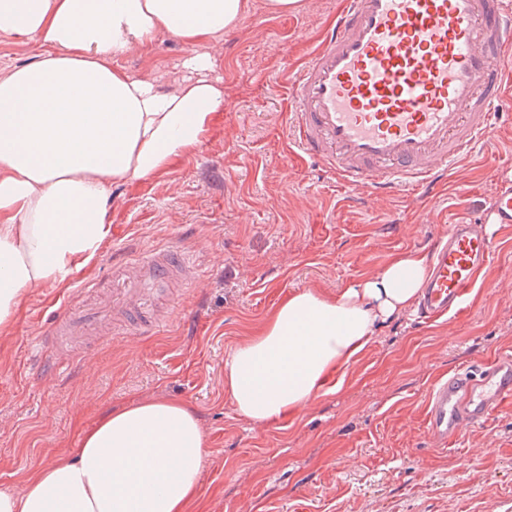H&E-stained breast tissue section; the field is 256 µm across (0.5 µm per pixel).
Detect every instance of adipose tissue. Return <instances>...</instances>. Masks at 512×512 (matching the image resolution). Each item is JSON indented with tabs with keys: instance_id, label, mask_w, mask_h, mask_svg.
<instances>
[{
	"instance_id": "1",
	"label": "adipose tissue",
	"mask_w": 512,
	"mask_h": 512,
	"mask_svg": "<svg viewBox=\"0 0 512 512\" xmlns=\"http://www.w3.org/2000/svg\"><path fill=\"white\" fill-rule=\"evenodd\" d=\"M250 9V0H0V33L40 49L0 73V335L31 289L64 282L110 239L113 187L203 143L224 108L208 47ZM162 34L192 48L170 92L116 64ZM431 273L412 250L348 287L289 293L225 361L226 396L256 424L297 417L325 388L341 390ZM206 446L189 402L146 397L101 415L24 492L0 489V512H187Z\"/></svg>"
}]
</instances>
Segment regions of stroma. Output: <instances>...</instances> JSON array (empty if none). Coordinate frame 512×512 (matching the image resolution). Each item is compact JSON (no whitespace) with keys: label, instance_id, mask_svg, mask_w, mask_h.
Here are the masks:
<instances>
[{"label":"stroma","instance_id":"stroma-1","mask_svg":"<svg viewBox=\"0 0 512 512\" xmlns=\"http://www.w3.org/2000/svg\"><path fill=\"white\" fill-rule=\"evenodd\" d=\"M340 0H303L275 15L264 0L214 51L224 110L193 154L133 187L113 189L112 236L63 283L29 291L0 335V488L79 446L82 425L149 396L188 401L208 447L190 512H512V405L434 447L425 425L434 383L512 354V225H497L492 264L465 308L428 321L412 310L379 330L341 391L297 418L259 425L224 393V362L286 294L332 291L374 275L392 254L430 252L448 224L486 218L512 179V94L496 143L449 173L442 194L372 199L341 188L288 140L286 78L333 20ZM190 48L162 35L123 66L176 87ZM167 245L195 253L199 274L178 287L157 334L103 337L79 365L52 372L37 354L66 300L112 285L114 260Z\"/></svg>","mask_w":512,"mask_h":512}]
</instances>
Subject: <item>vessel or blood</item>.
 Segmentation results:
<instances>
[{"instance_id": "b4317fda", "label": "vessel or blood", "mask_w": 512, "mask_h": 512, "mask_svg": "<svg viewBox=\"0 0 512 512\" xmlns=\"http://www.w3.org/2000/svg\"><path fill=\"white\" fill-rule=\"evenodd\" d=\"M511 59L512 0H344L288 82L290 139L349 189L369 187L377 199L405 188L435 193L449 166L493 139ZM488 221L512 224V182L497 188ZM495 253L478 224L448 225L432 247L427 318L460 311ZM194 266L172 247L144 253L131 272H113L100 303L58 310L47 338L74 343L107 325L152 335L161 291L189 280ZM510 399L511 356L458 370L429 394L428 434L447 447Z\"/></svg>"}]
</instances>
